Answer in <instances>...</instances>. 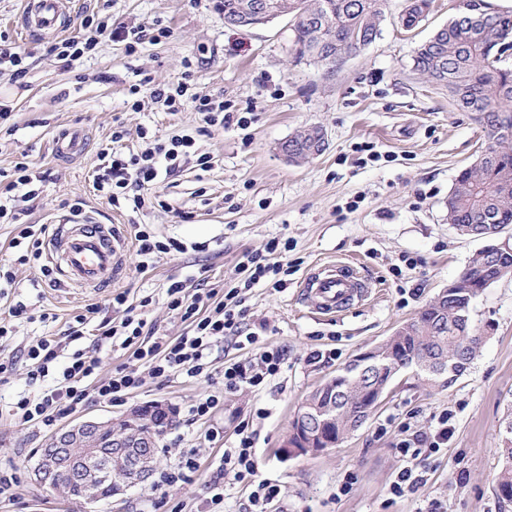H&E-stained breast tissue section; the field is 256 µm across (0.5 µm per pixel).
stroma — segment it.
Masks as SVG:
<instances>
[{
    "mask_svg": "<svg viewBox=\"0 0 512 512\" xmlns=\"http://www.w3.org/2000/svg\"><path fill=\"white\" fill-rule=\"evenodd\" d=\"M455 2L434 0L427 18L407 31L399 23L407 0H388L380 36L328 79L321 69L293 61L287 19L230 29L214 0H73L67 32H78L79 14L96 11L148 29L159 22L171 35L132 56L123 44L104 39L63 68L46 55L50 39L31 40L17 29L22 0H0V33L33 53L24 82L0 72V98L13 103L16 126L12 134L0 129V173H11L25 156L49 173L40 197L25 203L20 224L0 223V264L16 277L15 288L0 298V313L19 302L28 309L0 338V360L12 363L8 382L0 385V470L15 478L10 494L0 498V512H91L35 481L36 451L48 446L54 430L20 423L11 411L20 394L32 391L28 345L63 336L90 305L118 318L112 297L120 292L142 304L146 331L179 336L187 324L168 308L169 283L199 277L204 288L224 291L242 253L274 238L288 243L282 255L290 266L288 286L280 292L256 287L246 298L248 325L261 346L284 353L280 374L260 390L225 393V361L250 355L227 340L214 348L209 376L177 372L147 379L123 405L86 403L76 418L118 419L148 401L168 403L175 423L159 442L157 471L188 453L200 464L192 483L161 487L151 480L92 512H209L206 483L244 422L256 432L260 478L281 489L272 512H512V502L496 493L501 422L512 406V277L473 301L471 321L484 342L452 386L404 371L379 409L338 448L316 456L282 453L299 404L415 317L484 245L449 224L448 193L482 149L485 133L454 108L444 88L412 69L415 48L448 22ZM188 59L196 65L198 90L252 109V124L198 137L197 149L211 156L212 165L204 171L184 163L166 181L171 210L148 208L132 216L112 208L94 191L93 175L114 120H121L128 132L124 144L132 149L140 145L139 128L166 138L198 122L196 113L173 114L149 102L132 109L129 86L144 78L154 84L177 80ZM310 126L323 129L326 150L301 164L288 161L281 143ZM70 129L83 135V150L55 156L52 137ZM77 202L83 215L115 226L127 241L122 270L109 287H74L49 269L47 257L22 264L10 247L21 224L62 223ZM180 206L191 208L192 221L177 222L172 210ZM139 224L149 225L159 241L183 242L184 253L159 255L140 268L133 243ZM336 260L357 261L374 293L368 303L333 317L311 313L301 285ZM315 352L323 361H312ZM210 394L220 397L211 418L194 417L193 405ZM444 411L452 433L447 447L426 460L425 484L392 495L390 485L404 465L397 443L432 429ZM346 483L351 490L344 494Z\"/></svg>",
    "mask_w": 512,
    "mask_h": 512,
    "instance_id": "35a3bbf8",
    "label": "stroma"
}]
</instances>
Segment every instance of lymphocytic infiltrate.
<instances>
[{
    "instance_id": "1",
    "label": "lymphocytic infiltrate",
    "mask_w": 512,
    "mask_h": 512,
    "mask_svg": "<svg viewBox=\"0 0 512 512\" xmlns=\"http://www.w3.org/2000/svg\"><path fill=\"white\" fill-rule=\"evenodd\" d=\"M78 35L62 38L50 45L48 56L71 65L73 61L93 51L100 36L123 44L127 55L138 53L145 45L155 44L170 37L166 27L146 29L108 17L98 18L85 15L80 22ZM195 63L185 60L180 78L172 83L156 84L149 89L131 85L128 95L133 107H140L142 96H149L151 102L165 111L197 112L200 124L193 130H186L167 139L150 138L146 131H138L141 141L138 150L128 152L119 149L127 132L123 126L112 129L109 144L98 153L100 165L94 177V188L106 197L113 207L137 213L144 208L157 206L167 208L160 186L175 175L184 157L195 156L200 169L211 165L209 155L198 153L196 142L199 136L213 128L231 125L247 129L250 117L235 110L230 102L196 91L194 83ZM47 179L46 172L40 171L32 162L20 161L5 186L11 193L13 205L0 203V223H15L18 214L15 202H28L37 198ZM280 246L279 240H271L264 250L244 252L236 267L234 283L224 293L215 290L190 287L188 281L174 280L168 285V307L180 314L187 322L188 330L176 337L144 336L145 321L140 317L136 305L130 304L126 293L117 294L113 302L122 307L120 320H103L99 323L96 343L120 342L131 352L129 366L117 370L107 377H100V359L87 350L68 353L69 362L62 370L54 387L43 390L37 397H21L15 404V414L25 424L50 426L57 418L73 413L88 400L122 403L125 397L141 388L146 378H165L180 372L197 377L208 372V353L215 343L224 337H233L238 347L252 346L253 357L228 360L224 363V390L234 393L242 388H259L280 374L283 355L277 350L259 347V336L247 328L248 308L244 294L252 288L264 286L273 290L285 288L288 284V270L274 261L273 256ZM75 325L66 335L65 341L79 339L82 328L90 323L85 314L76 315ZM65 341L48 337L40 338L29 346L27 357L32 362L28 372L30 382L44 378L50 366L66 353ZM448 442V416L440 414L433 431L414 433L412 438L400 441L399 451L405 460L390 492L402 496L411 492L424 481L420 457L422 453L436 452ZM259 460L254 450V435L246 428H239L236 439L224 450L222 462L209 481L212 493L211 504L224 501V479L233 477L237 483L249 486V506L244 512H267V507L278 499V485L259 479Z\"/></svg>"
}]
</instances>
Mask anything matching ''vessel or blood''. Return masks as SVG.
Masks as SVG:
<instances>
[{
  "instance_id": "b4317fda",
  "label": "vessel or blood",
  "mask_w": 512,
  "mask_h": 512,
  "mask_svg": "<svg viewBox=\"0 0 512 512\" xmlns=\"http://www.w3.org/2000/svg\"><path fill=\"white\" fill-rule=\"evenodd\" d=\"M70 9L71 0H25L20 29L31 39L46 33L59 34L64 29L60 19ZM125 248L114 228L89 217L58 225L50 240V251L66 280L91 288L111 284L120 270ZM370 294L369 284L353 261L331 263L311 273L301 291L312 312L321 315L339 313Z\"/></svg>"
}]
</instances>
